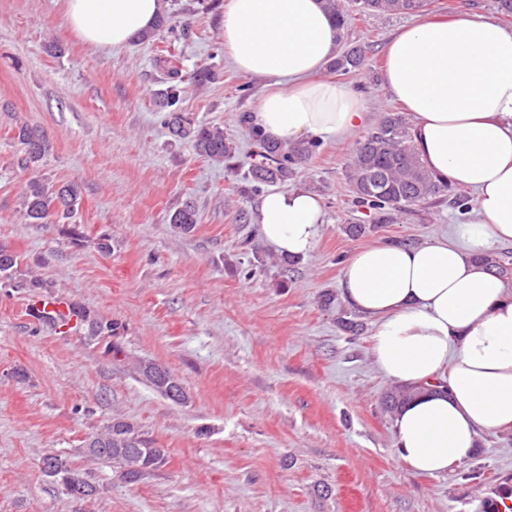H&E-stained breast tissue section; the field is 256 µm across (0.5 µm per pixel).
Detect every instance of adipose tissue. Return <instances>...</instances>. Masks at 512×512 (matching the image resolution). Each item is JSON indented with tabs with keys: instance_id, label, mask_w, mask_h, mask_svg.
<instances>
[{
	"instance_id": "1",
	"label": "adipose tissue",
	"mask_w": 512,
	"mask_h": 512,
	"mask_svg": "<svg viewBox=\"0 0 512 512\" xmlns=\"http://www.w3.org/2000/svg\"><path fill=\"white\" fill-rule=\"evenodd\" d=\"M164 0H64L83 43L113 50L154 28ZM224 51L247 76L266 78L249 115L282 142L328 141L357 130L365 102L325 78L341 32L321 0H228ZM384 86L414 117L415 148L433 175L476 194L451 238L380 242L343 268L341 292L375 321L381 372L418 392L394 418L396 451L439 475L469 460L482 433L512 431V283L477 260L512 242V27L491 16L424 20L385 50ZM259 231L276 252L316 247L324 212L301 188L264 195Z\"/></svg>"
}]
</instances>
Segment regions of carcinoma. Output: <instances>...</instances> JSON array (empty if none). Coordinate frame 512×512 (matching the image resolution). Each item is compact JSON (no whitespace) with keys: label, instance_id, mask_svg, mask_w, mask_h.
Here are the masks:
<instances>
[{"label":"carcinoma","instance_id":"carcinoma-1","mask_svg":"<svg viewBox=\"0 0 512 512\" xmlns=\"http://www.w3.org/2000/svg\"><path fill=\"white\" fill-rule=\"evenodd\" d=\"M360 13L398 15L414 13L427 5V0H353ZM170 76L168 86L159 92L160 105L168 109L161 122L168 130H177L175 137L187 140L194 151L211 161L222 162L234 156L230 139L224 135V127L218 124L195 123L174 109L181 98L182 76L171 60H162ZM362 52L350 48L330 63V69L345 75L360 68ZM259 151L256 160L249 164L244 180L257 191L263 186L282 185L290 180L316 153V142L281 144L268 141L258 133ZM15 139L22 146V169L29 176L22 188L21 216L26 224H59L77 209L81 200V188L71 181L53 183L42 177L39 165L49 151L46 135L27 125L17 127ZM349 180L353 186L355 205L368 212L371 223L351 224L348 232L363 235L388 223L396 213H412L419 208L436 204L439 198L450 195L453 203L465 207L468 198L448 185L438 181L420 159L413 142L412 123L402 112H386L376 127L362 136L351 156ZM169 223L181 233L191 232L199 223L198 210L191 203L177 208ZM19 256L0 246V276L10 277L18 265ZM490 269L501 277L512 275V254L481 257ZM76 316L73 329L86 327L87 340L101 345L104 353L118 354L120 349L112 343L116 327L90 317L83 309L72 307ZM142 380L162 396L176 404L187 401L184 387L165 366L145 362L139 368ZM88 455L110 461L121 469L122 479L135 484L143 481L162 468L167 461L168 449L154 448L144 434L132 424L115 418L105 428L91 436L86 445ZM59 467L73 477L77 488H67L74 498L84 499L95 495L96 487L87 482L62 457L57 458Z\"/></svg>","mask_w":512,"mask_h":512}]
</instances>
